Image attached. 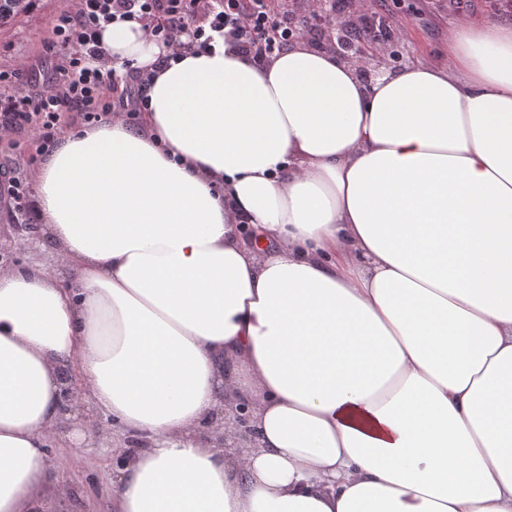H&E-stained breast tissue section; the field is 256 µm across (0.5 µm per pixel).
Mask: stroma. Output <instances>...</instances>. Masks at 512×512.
I'll return each mask as SVG.
<instances>
[{
    "label": "stroma",
    "mask_w": 512,
    "mask_h": 512,
    "mask_svg": "<svg viewBox=\"0 0 512 512\" xmlns=\"http://www.w3.org/2000/svg\"><path fill=\"white\" fill-rule=\"evenodd\" d=\"M394 19L405 27L407 38L400 44L367 56L358 62L359 72L373 76L379 69L397 70L410 63H444L448 60V31L454 20L441 18L429 25L424 17L413 15L414 0H400ZM71 0H33L32 9L0 28V71H9L25 63L28 72L39 73L41 83H48L52 58L47 45L53 37V23L69 10ZM48 154L46 147L25 133L0 140V156L23 157L21 176L34 184L37 171ZM43 264L54 274H62L63 264L52 247L39 235L20 236L8 212L0 208V269ZM80 417L66 420L48 439L51 477L61 478L59 487L63 512H112L109 487L116 474L115 449L133 454L142 448L140 440L129 435L114 437L111 446H102L97 437L74 439L82 429L89 405H81Z\"/></svg>",
    "instance_id": "obj_1"
}]
</instances>
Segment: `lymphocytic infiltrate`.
<instances>
[{"instance_id": "f902f5d3", "label": "lymphocytic infiltrate", "mask_w": 512, "mask_h": 512, "mask_svg": "<svg viewBox=\"0 0 512 512\" xmlns=\"http://www.w3.org/2000/svg\"><path fill=\"white\" fill-rule=\"evenodd\" d=\"M124 18L146 22L153 36L169 46L180 42L206 51L215 39L229 40L259 64L324 29L333 31L342 52L350 55L366 44L385 48L406 37L387 12L362 9L361 0H325L318 16L290 9L287 0H74L72 10L53 26L50 89L31 78L0 98V138L26 131L47 146L62 113H81L94 124L109 115L127 118L144 111L149 73L127 63L111 65L99 39L103 24ZM116 87L120 95L108 96V89ZM19 165L16 159L0 163V200L22 223L35 224L37 201L20 180Z\"/></svg>"}]
</instances>
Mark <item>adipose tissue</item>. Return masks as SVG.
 <instances>
[{
    "label": "adipose tissue",
    "mask_w": 512,
    "mask_h": 512,
    "mask_svg": "<svg viewBox=\"0 0 512 512\" xmlns=\"http://www.w3.org/2000/svg\"><path fill=\"white\" fill-rule=\"evenodd\" d=\"M101 41L148 107L38 172L68 282L0 270V512L55 506L72 363L86 431L148 442L114 512H512V25L369 80L306 43ZM238 406L243 455L201 433Z\"/></svg>",
    "instance_id": "1"
}]
</instances>
